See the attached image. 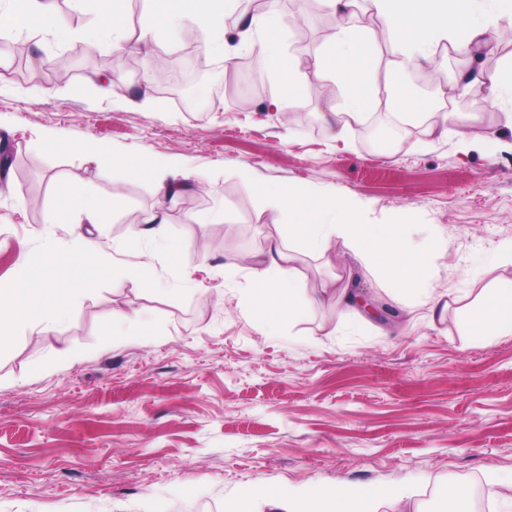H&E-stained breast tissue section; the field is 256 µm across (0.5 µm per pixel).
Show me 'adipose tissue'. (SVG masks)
<instances>
[{
  "instance_id": "obj_1",
  "label": "adipose tissue",
  "mask_w": 512,
  "mask_h": 512,
  "mask_svg": "<svg viewBox=\"0 0 512 512\" xmlns=\"http://www.w3.org/2000/svg\"><path fill=\"white\" fill-rule=\"evenodd\" d=\"M149 9L139 34L123 30L119 22L87 29L83 37L93 42L104 35L114 43L130 46L151 60H159L166 44L157 34L153 8L167 7L168 25L182 31L199 27L210 34L206 53L226 55L224 45V0H146ZM338 24L324 51L312 65L328 74L329 91L340 92L343 109L332 112V131L343 138L346 130L363 122L380 96H392V79L398 70L425 66L444 72L445 78L433 96L422 97L407 91L396 115L413 125L425 117L438 115L442 123L458 121L455 112L442 111L445 96L459 92L483 96L492 106L512 105V60L500 68H481L447 74L440 46L474 55L487 47L492 24L512 22V0H368V9L379 20L377 27L355 23L359 0H320ZM283 17L277 6H270L259 17L250 18L240 33L241 44L254 54L258 74L266 87L267 100L284 106L285 90L297 82L294 71L272 69L279 57V46L272 38L281 28ZM151 177L160 203L177 200L199 177L189 170H177L165 160L151 166ZM266 209L282 216L265 245L251 255L247 268L251 286L249 300L257 302L270 326L281 322L296 325L306 317L308 298L304 278L297 266L299 255L322 258L336 245H344L361 264L378 265L390 280L409 283L426 275L419 244L406 236H392L371 242L365 224L359 221L357 202L334 196L311 194L299 185L282 186L265 192ZM51 288L29 285L27 268H20L15 282L0 287V307L8 309V319L0 318V348L14 336H42L52 332L62 314L47 308L54 296ZM456 312L465 320L464 335L485 341L512 335V279L497 278L477 293L458 294L452 306H434L433 314L446 318ZM247 497L260 498L272 512H376L380 500L408 498L402 484L382 487L345 486L331 491L315 486H286L276 491L263 484L251 486Z\"/></svg>"
}]
</instances>
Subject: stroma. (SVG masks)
Here are the masks:
<instances>
[{"instance_id":"stroma-1","label":"stroma","mask_w":512,"mask_h":512,"mask_svg":"<svg viewBox=\"0 0 512 512\" xmlns=\"http://www.w3.org/2000/svg\"><path fill=\"white\" fill-rule=\"evenodd\" d=\"M290 2L276 37L279 66L300 77L296 125L267 111L249 79L258 67L250 54L205 57L208 34L197 28L167 46L179 67L205 65L194 82L203 102L186 109L162 94L146 62L110 75L86 64L125 58L121 49L28 30L22 74L0 57V143L16 148L0 178V284L25 266L31 281L68 297L55 331L0 349V512H224L258 479L273 489H412V502L386 501L378 512H412L416 503L436 512L447 484L471 482L486 512H497L498 488L485 471L512 473V335L479 342L454 322L431 323L428 304L400 306L377 273L358 280L366 322L335 323L323 305L269 334L244 296L239 264L272 221L258 187L291 184L364 203L371 239L393 231L425 240L427 277L416 290L511 278L512 266L492 260L512 242L505 111L459 95L449 109L463 119L447 133L422 123L389 146L356 126L333 138L326 81L311 65L330 36L315 20L294 25L301 0ZM56 7L70 29L115 13L131 33L145 9L143 0ZM142 91L149 108L128 106ZM89 143L110 152H88ZM159 157L202 180L168 208L162 248L128 229L157 204L150 167ZM242 165L255 183L236 176ZM65 188L99 212L91 230L107 251L145 254L147 277L119 275L96 252L67 268L33 263L48 233L68 236V223L46 222ZM208 210L222 211L225 223H196ZM298 265L311 289L358 268L341 246ZM116 308L139 318L113 325ZM63 348L80 361L57 363Z\"/></svg>"}]
</instances>
